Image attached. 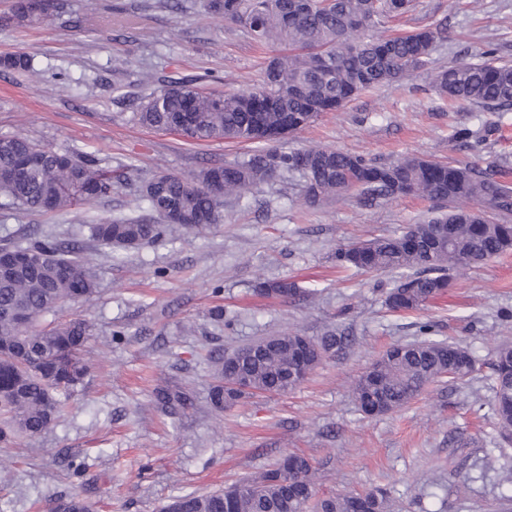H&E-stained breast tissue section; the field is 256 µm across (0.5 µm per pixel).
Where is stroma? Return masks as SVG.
I'll return each instance as SVG.
<instances>
[{"label":"stroma","instance_id":"1","mask_svg":"<svg viewBox=\"0 0 512 512\" xmlns=\"http://www.w3.org/2000/svg\"><path fill=\"white\" fill-rule=\"evenodd\" d=\"M34 25L0 21V58L25 54L27 72H0V135L94 155L126 172L111 194L62 211L0 209V240L75 238L97 275L93 295L51 316L85 319L87 372L65 414L45 432L0 447V512H45L50 498L78 494L94 512H159L172 497L207 492L271 468L281 453L310 458L319 493L383 490L393 512H512V445L502 442L488 371L467 382L429 384L403 408L360 415L354 379L388 347L434 336L459 341L483 360L512 345V253L451 270L442 297L412 314L390 312V271L337 268V244L389 236L424 221L435 202L387 198L366 206L348 195L310 204L295 171L278 173L224 199L221 223L165 225L137 248L99 245L91 225L147 215L139 188L163 173L191 176L247 157V142L187 141L132 118L150 71L166 80L205 74L210 91L249 92L264 58L240 27L211 13L208 0H63ZM386 23L406 33L447 20L448 39L428 67L363 92L336 112L274 143V150L338 148L379 162L418 156L458 164L512 165V111L441 98L432 69L476 61L487 43L512 62V0H414ZM126 59L123 73L113 58ZM482 136L469 148L455 138ZM293 281L295 298H265L263 281ZM223 309L215 319L214 309ZM345 332L350 346L326 358L297 389L258 393L224 411L211 404V350L232 352L265 336ZM188 393L193 406L168 415L156 388ZM84 462L83 474L68 469Z\"/></svg>","mask_w":512,"mask_h":512}]
</instances>
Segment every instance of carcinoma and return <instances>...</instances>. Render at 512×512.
I'll list each match as a JSON object with an SVG mask.
<instances>
[{
  "instance_id": "obj_1",
  "label": "carcinoma",
  "mask_w": 512,
  "mask_h": 512,
  "mask_svg": "<svg viewBox=\"0 0 512 512\" xmlns=\"http://www.w3.org/2000/svg\"><path fill=\"white\" fill-rule=\"evenodd\" d=\"M30 0H14L5 20L23 25L40 21ZM412 0H211L210 8L239 25L261 46L289 47L286 55L264 65L262 84L248 93L210 94L198 79L170 81L141 99L135 120L144 126L173 131L188 127L197 141L232 139L274 142L287 130L295 133L320 114L334 112L356 95L384 83L404 79L428 65L436 44L448 38V27L437 23L413 32L373 37L368 28L384 24L411 8ZM487 45L483 59L461 60L432 71V86L444 98L507 111L512 108V63L496 57ZM30 58L23 54L0 59L3 71L24 72ZM0 170L31 161L26 179L0 182L5 205L31 211L63 210L112 192L124 181L97 158L45 148L23 136L0 138ZM303 175L306 197L315 203L343 197L358 184L356 197L364 202L381 197L417 196L448 205V210L420 224H410L392 236L342 244L336 265L358 271H399L385 292L392 312L422 309L443 295L449 271L484 263L512 250V186L506 170L476 163L449 165L419 157L378 163L359 154L321 148L293 152L257 151L234 163L213 165L195 176L163 174L141 187L150 218L123 219L91 226L95 241L109 248H132L162 234V222L172 210L183 212L189 225L206 228L221 219L225 194L250 190L279 171ZM473 202L479 208H461ZM11 252L33 253L37 261L0 272V447L34 437L61 415L68 395L86 373L82 355L90 337L87 322L74 318L49 327L46 317L61 306L92 295L96 273L80 258V248L56 239H36ZM259 293L293 297L299 293L288 280L265 282ZM300 334L269 337L274 350L260 357L244 345L230 354L216 351V384L212 401L219 410L253 394L286 393L298 387L286 379L297 357ZM325 352L338 353L349 339L334 331L316 339ZM238 364L251 389L237 390L224 399V371ZM489 366L492 371L491 408L500 433L512 438V346L499 347L486 363L459 343L424 337L390 346L358 376L352 386L358 409L365 417L394 412L418 397L445 375L464 380ZM156 401L172 415L187 407V398L165 392ZM312 465L306 456L281 455L271 468L242 482L207 493H187L171 499L162 512H225L224 493L236 496V512H351L363 500L366 512H387L380 491L319 496L308 492ZM50 512H93L78 494L52 500Z\"/></svg>"
}]
</instances>
